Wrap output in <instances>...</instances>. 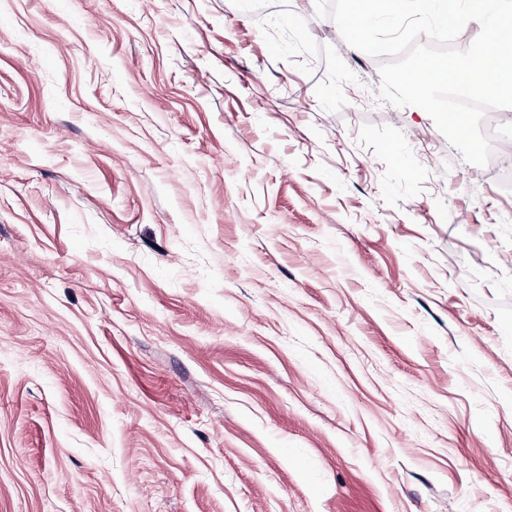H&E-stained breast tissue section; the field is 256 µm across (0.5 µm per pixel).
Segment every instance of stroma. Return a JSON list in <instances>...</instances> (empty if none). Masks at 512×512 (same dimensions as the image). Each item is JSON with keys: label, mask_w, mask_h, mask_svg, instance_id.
Instances as JSON below:
<instances>
[{"label": "stroma", "mask_w": 512, "mask_h": 512, "mask_svg": "<svg viewBox=\"0 0 512 512\" xmlns=\"http://www.w3.org/2000/svg\"><path fill=\"white\" fill-rule=\"evenodd\" d=\"M315 0H0V512H512V185Z\"/></svg>", "instance_id": "35a3bbf8"}]
</instances>
